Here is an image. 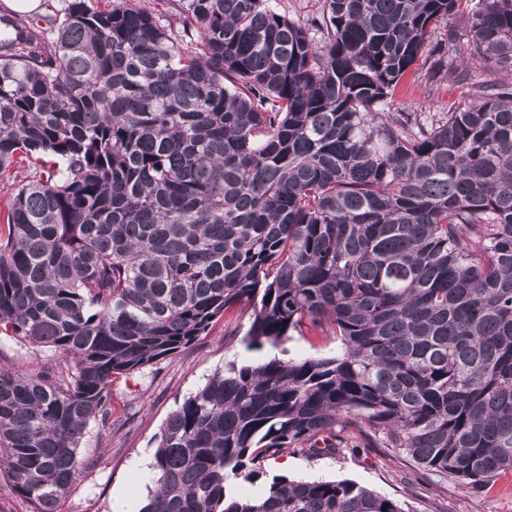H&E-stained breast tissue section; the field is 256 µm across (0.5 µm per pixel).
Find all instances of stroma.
Here are the masks:
<instances>
[{
    "label": "stroma",
    "mask_w": 512,
    "mask_h": 512,
    "mask_svg": "<svg viewBox=\"0 0 512 512\" xmlns=\"http://www.w3.org/2000/svg\"><path fill=\"white\" fill-rule=\"evenodd\" d=\"M467 85L441 72L431 80L407 79L398 88L392 112L425 113L438 119L467 96ZM335 341L291 336L279 346L246 349L241 336L224 333L216 322L192 346L120 379L114 398L125 421L112 440H100L89 425L83 456L89 468L74 483L66 512H113L114 499L131 487L148 491L152 472L141 460L153 459L157 437L168 416L184 398L196 392L217 370L232 361L272 356L304 358L335 354ZM55 354L45 348L0 335V367L27 374L47 367ZM264 480L283 476L291 480H351L380 495L404 502L410 512H512V477L504 476L493 489H477L428 478L409 466L404 455L385 448H342L332 455L283 454L263 464Z\"/></svg>",
    "instance_id": "stroma-1"
}]
</instances>
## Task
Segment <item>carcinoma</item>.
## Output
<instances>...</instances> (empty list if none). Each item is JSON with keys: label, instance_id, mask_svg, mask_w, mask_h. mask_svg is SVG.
Instances as JSON below:
<instances>
[{"label": "carcinoma", "instance_id": "cac0c4a2", "mask_svg": "<svg viewBox=\"0 0 512 512\" xmlns=\"http://www.w3.org/2000/svg\"><path fill=\"white\" fill-rule=\"evenodd\" d=\"M138 0L0 12V333L51 369L0 370V474L63 512L112 384L247 314V349L166 420L140 512H405L350 480L272 479L345 433L441 481L512 472V0ZM487 77L438 120L390 117L443 66L441 24ZM277 12L293 20L306 21L320 7L319 0H271Z\"/></svg>", "mask_w": 512, "mask_h": 512}]
</instances>
